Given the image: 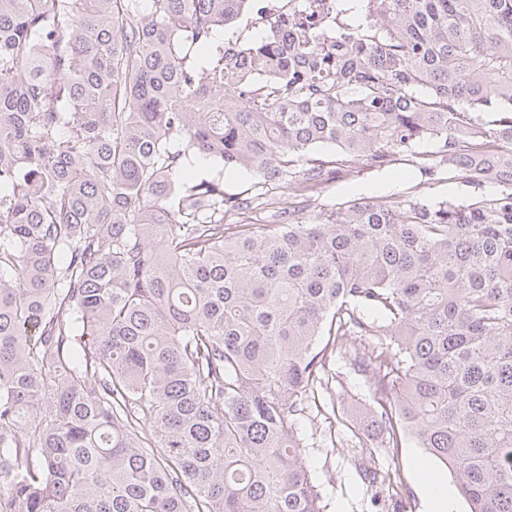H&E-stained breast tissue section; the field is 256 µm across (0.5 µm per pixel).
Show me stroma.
Masks as SVG:
<instances>
[{
  "mask_svg": "<svg viewBox=\"0 0 512 512\" xmlns=\"http://www.w3.org/2000/svg\"><path fill=\"white\" fill-rule=\"evenodd\" d=\"M194 180L222 177L225 196L251 197L256 193V176L248 171H224L206 160L196 161ZM407 197L423 195L432 200H474L476 194L457 180L445 179L421 185L410 161L400 159L389 169L379 170L366 161L354 164L349 177L335 174L324 184L323 207L335 208L358 197ZM328 392L317 405L309 406L299 419L302 445L320 491L324 512H425L423 481L433 477L450 482L449 472L418 448L414 439L404 438L398 449L385 448L381 440L360 447L350 427L356 417L379 400L372 381L354 361L353 354L329 355ZM376 468L397 469L399 485L368 486L357 463Z\"/></svg>",
  "mask_w": 512,
  "mask_h": 512,
  "instance_id": "obj_1",
  "label": "stroma"
}]
</instances>
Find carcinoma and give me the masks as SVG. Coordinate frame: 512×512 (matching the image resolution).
Returning <instances> with one entry per match:
<instances>
[{
    "mask_svg": "<svg viewBox=\"0 0 512 512\" xmlns=\"http://www.w3.org/2000/svg\"><path fill=\"white\" fill-rule=\"evenodd\" d=\"M312 2L217 42L251 0H0V512H323L322 336L378 337L364 437L512 512V0ZM321 144L497 192L326 209ZM195 156L300 204L228 224Z\"/></svg>",
    "mask_w": 512,
    "mask_h": 512,
    "instance_id": "1",
    "label": "carcinoma"
}]
</instances>
